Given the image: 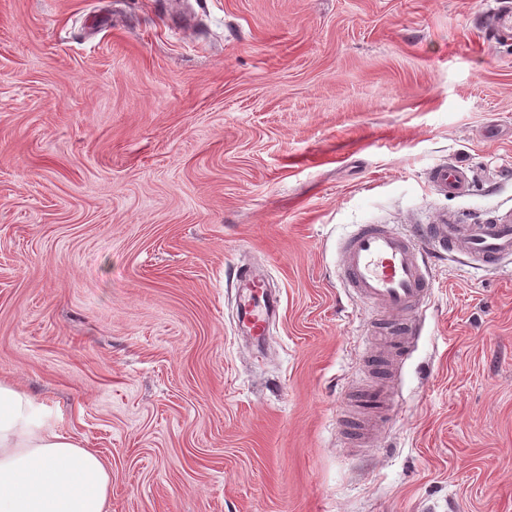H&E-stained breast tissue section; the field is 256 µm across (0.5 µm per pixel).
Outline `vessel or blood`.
<instances>
[{
  "instance_id": "1",
  "label": "vessel or blood",
  "mask_w": 512,
  "mask_h": 512,
  "mask_svg": "<svg viewBox=\"0 0 512 512\" xmlns=\"http://www.w3.org/2000/svg\"><path fill=\"white\" fill-rule=\"evenodd\" d=\"M429 179L452 196L469 193L467 170L457 165H438ZM461 251L477 270L496 267L512 256V218L463 224L448 217L408 231L381 224L360 225L341 248L338 278L352 296L372 309L373 354L365 365L379 366L384 378L409 353L419 334V310L432 292L430 260L434 255ZM239 298L236 317L239 330L253 345L263 347L280 297L262 275L236 270Z\"/></svg>"
}]
</instances>
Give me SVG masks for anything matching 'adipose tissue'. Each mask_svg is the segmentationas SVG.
I'll use <instances>...</instances> for the list:
<instances>
[{
  "instance_id": "1",
  "label": "adipose tissue",
  "mask_w": 512,
  "mask_h": 512,
  "mask_svg": "<svg viewBox=\"0 0 512 512\" xmlns=\"http://www.w3.org/2000/svg\"><path fill=\"white\" fill-rule=\"evenodd\" d=\"M34 410L0 383V512H109L104 461Z\"/></svg>"
}]
</instances>
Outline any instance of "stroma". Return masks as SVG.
Returning a JSON list of instances; mask_svg holds the SVG:
<instances>
[{
  "label": "stroma",
  "instance_id": "35a3bbf8",
  "mask_svg": "<svg viewBox=\"0 0 512 512\" xmlns=\"http://www.w3.org/2000/svg\"><path fill=\"white\" fill-rule=\"evenodd\" d=\"M505 5L0 0V380L105 461L111 512H512V260H432L370 447L337 279L357 225L512 215ZM237 268L282 298L259 350ZM429 179L442 192L452 196L469 193L471 180L468 171L457 165H438L429 172Z\"/></svg>",
  "mask_w": 512,
  "mask_h": 512
}]
</instances>
